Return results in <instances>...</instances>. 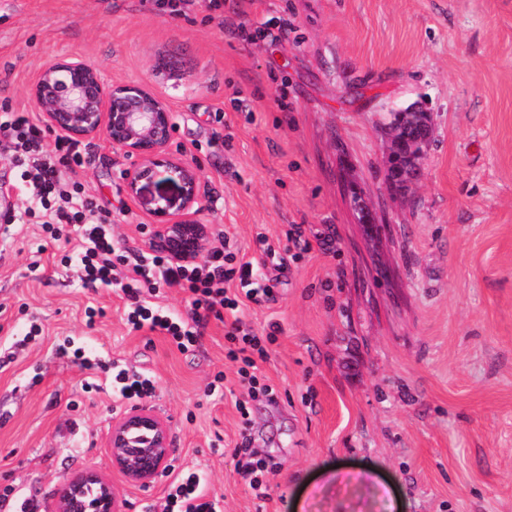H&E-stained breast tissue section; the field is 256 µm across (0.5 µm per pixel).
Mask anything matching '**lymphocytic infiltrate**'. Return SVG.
<instances>
[{
  "mask_svg": "<svg viewBox=\"0 0 512 512\" xmlns=\"http://www.w3.org/2000/svg\"><path fill=\"white\" fill-rule=\"evenodd\" d=\"M0 135L8 140V159L20 173L26 200L24 210L10 216V223L36 215L42 217L43 227L56 238L63 227H71L78 244L67 262L80 270L82 284L120 288L126 300L128 325L136 331L145 328L168 337L179 351L196 345L197 323L209 315L229 311L234 319L226 337L236 347L228 355L245 366L240 377L246 398L236 401L238 412L247 415V403L251 400L276 401L275 390L259 383L250 373L256 365L254 354L262 349L261 339L244 330L237 317L240 299L259 305L270 294L269 289L253 287L252 262L238 259L225 241L199 262H176L160 250L128 259L114 244L110 216L101 212L94 197L73 177L76 168L84 164L85 148L60 135L47 141L45 129L25 108L0 110ZM234 282L242 287V295L231 294L230 285ZM164 288H177L186 294L191 320H184L158 304ZM232 455L244 485L255 497L266 498L267 478L278 472V462L270 456H259L245 441L233 448ZM163 512H216V508L198 473L189 470L170 483Z\"/></svg>",
  "mask_w": 512,
  "mask_h": 512,
  "instance_id": "1",
  "label": "lymphocytic infiltrate"
}]
</instances>
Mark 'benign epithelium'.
Segmentation results:
<instances>
[{"mask_svg":"<svg viewBox=\"0 0 512 512\" xmlns=\"http://www.w3.org/2000/svg\"><path fill=\"white\" fill-rule=\"evenodd\" d=\"M32 98L47 125L60 135L79 140L104 133L112 148L136 158L126 171L128 195L135 200L143 184L160 173L176 182V197L163 198L152 211L156 219L152 244L176 260L197 261L206 250L207 230L199 219L203 196L196 167L169 152L175 127L173 113L158 96L141 85L108 87L99 73L79 59H64L44 67ZM392 126L385 179L409 186L422 173V159L432 137L430 113L412 104ZM112 470L126 482L146 485L159 476L170 459L167 422L147 407H137L112 422L108 436ZM96 487L90 497L87 488ZM53 512H125L118 486L88 470L60 482Z\"/></svg>","mask_w":512,"mask_h":512,"instance_id":"benign-epithelium-1","label":"benign epithelium"}]
</instances>
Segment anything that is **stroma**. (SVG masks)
<instances>
[{
    "mask_svg": "<svg viewBox=\"0 0 512 512\" xmlns=\"http://www.w3.org/2000/svg\"><path fill=\"white\" fill-rule=\"evenodd\" d=\"M221 2L174 17L155 0H0V106L34 109L36 76L68 58L169 104L208 246L223 231L272 290L238 315L260 336L279 325L256 362L278 400L240 416L222 321L186 352L130 330L121 291L66 263L71 243L0 223V512H47L62 478L111 474L112 423L139 405L167 421L172 454L151 484L121 485L126 512L188 468L220 512H512V0ZM413 103L433 136L400 195L385 125ZM86 145L78 181L121 248L148 249L177 185L161 175L130 199L133 158L102 133ZM78 347L146 371L154 394L119 397ZM243 430L281 464L264 499L235 471Z\"/></svg>",
    "mask_w": 512,
    "mask_h": 512,
    "instance_id": "obj_1",
    "label": "stroma"
}]
</instances>
